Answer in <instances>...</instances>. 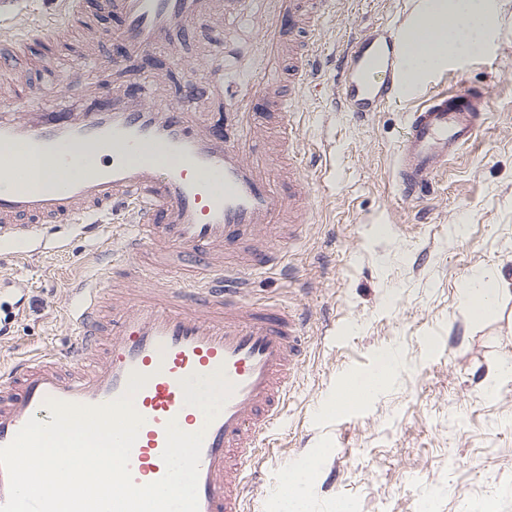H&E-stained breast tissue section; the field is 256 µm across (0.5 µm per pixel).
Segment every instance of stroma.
<instances>
[{"label":"stroma","mask_w":512,"mask_h":512,"mask_svg":"<svg viewBox=\"0 0 512 512\" xmlns=\"http://www.w3.org/2000/svg\"><path fill=\"white\" fill-rule=\"evenodd\" d=\"M495 10L479 52L453 57L411 93L375 112L336 108L333 55L350 36L397 35L415 0H329L321 19L322 71L290 116L304 163L313 223L294 241L275 229L288 275L253 276L250 298L306 310L307 357L283 418L260 446L245 512H275L285 476L311 463L308 512H512V0ZM54 0H0V45L30 28L47 30ZM206 23L181 43L190 64L155 55L128 64L121 81L159 80L179 101L187 81H204L214 51L232 80L229 95L251 97L260 75L254 24L227 19L220 46ZM466 87L489 100L485 121L429 193L407 200L395 179L396 149L410 114L427 98ZM132 225L101 214L50 224L32 250L0 247V363L62 358L72 339L71 288L125 263ZM503 272L496 301L480 319L460 294L478 272ZM394 362L360 404L337 409L346 377Z\"/></svg>","instance_id":"1"}]
</instances>
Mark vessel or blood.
Wrapping results in <instances>:
<instances>
[{
  "instance_id": "obj_1",
  "label": "vessel or blood",
  "mask_w": 512,
  "mask_h": 512,
  "mask_svg": "<svg viewBox=\"0 0 512 512\" xmlns=\"http://www.w3.org/2000/svg\"><path fill=\"white\" fill-rule=\"evenodd\" d=\"M119 21L113 38L124 57L176 52V36L202 20L250 19L247 0H96ZM326 0H263L260 44L266 74L252 95L276 112L302 98L318 65L316 17ZM120 60L89 53L84 77L98 84ZM287 65L290 90L281 94L274 70ZM340 97L349 111L374 112L399 88L401 72L389 45L364 35L349 41L336 64ZM33 86L0 90V239L25 240L46 224H78L121 207L136 233L129 261L169 256L182 280L160 279L139 294L111 302L108 286H82L71 312L75 338L64 362L16 361L0 369V448L29 418L50 421L47 400L101 406L120 396L132 373L146 385L134 398L142 417L129 461L132 481L160 480L166 427L203 432L199 512H244L254 451L276 426L305 361L304 311L248 298L252 273L284 272L287 256L268 233L282 220L306 224L312 213L295 143L280 133L276 155L290 190L271 184L266 157L253 141L256 114L239 100L212 120L196 111L200 92L164 101L152 88L116 92L82 112L33 109ZM485 94L467 88L416 111L401 140L396 179L401 194L424 195L438 166L477 132ZM58 171L50 188L42 170Z\"/></svg>"
}]
</instances>
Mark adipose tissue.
I'll return each mask as SVG.
<instances>
[{"label":"adipose tissue","mask_w":512,"mask_h":512,"mask_svg":"<svg viewBox=\"0 0 512 512\" xmlns=\"http://www.w3.org/2000/svg\"><path fill=\"white\" fill-rule=\"evenodd\" d=\"M490 0H420L416 19L428 20L433 30L420 47H406L401 61L403 88L420 82L426 73L443 65L453 54L479 51L484 43ZM502 272L468 280L463 289L472 317L484 315L496 299Z\"/></svg>","instance_id":"obj_1"}]
</instances>
